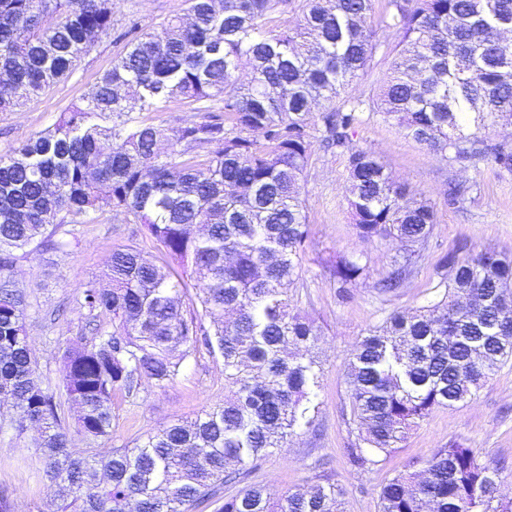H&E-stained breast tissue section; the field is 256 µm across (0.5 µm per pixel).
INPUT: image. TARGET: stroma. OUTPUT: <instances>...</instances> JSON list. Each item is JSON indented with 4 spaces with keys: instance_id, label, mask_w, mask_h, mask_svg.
Here are the masks:
<instances>
[{
    "instance_id": "1",
    "label": "stroma",
    "mask_w": 512,
    "mask_h": 512,
    "mask_svg": "<svg viewBox=\"0 0 512 512\" xmlns=\"http://www.w3.org/2000/svg\"><path fill=\"white\" fill-rule=\"evenodd\" d=\"M185 0H114L115 27L138 22L151 31L182 15ZM124 51L111 36L95 40L70 75L15 112L0 113V156L10 155L37 133L52 126L60 112L91 95L100 76ZM354 141L370 149L393 178L424 194L434 204L437 223L426 257L406 288L383 297L373 283L389 269L395 242L359 238L343 194L345 157L316 150L303 179L310 242L300 280L288 293L321 329L319 410L311 427L302 428L282 447L250 469L247 484L281 494L328 481L343 491L345 512H377V492L397 469L420 461L451 442L478 449L483 463L500 468V491L512 499V361L495 370L473 396L434 411L400 443L388 465L359 471L347 461L346 448L358 432L342 418L347 401L346 370L358 342L393 311L415 309L435 300L436 262L461 244L512 255V174L482 162L467 168L436 156L381 117L364 119ZM465 186L457 205L448 187ZM134 246L156 254L155 244L122 218L106 212L92 222L73 224L55 247L37 244L14 251L8 273L27 300L26 326L45 388L59 392L62 353L83 334L78 286L101 275L113 248ZM360 259L369 268L368 283L339 300L329 264L336 254ZM224 401L221 357L200 352L189 357L172 382L144 383L136 398L123 402L113 423L111 448L133 447L170 422L190 420ZM9 512H53L58 489L43 475L34 432H0V493Z\"/></svg>"
}]
</instances>
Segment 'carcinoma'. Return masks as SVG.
I'll return each mask as SVG.
<instances>
[{"instance_id": "carcinoma-1", "label": "carcinoma", "mask_w": 512, "mask_h": 512, "mask_svg": "<svg viewBox=\"0 0 512 512\" xmlns=\"http://www.w3.org/2000/svg\"><path fill=\"white\" fill-rule=\"evenodd\" d=\"M290 0H189L187 20L117 35L126 52L93 94L0 157V270L12 252L53 243L65 220L111 212L138 224L165 262L134 246L112 251L101 278L81 286L95 322L67 345L62 388L75 432L42 386L25 330V296L0 290V405L22 433L40 434L45 477L59 487L56 512H342L332 484L274 496L242 482L246 465L314 423L320 332L288 295L309 238L302 180L314 143L346 157L344 197L359 237L400 243L375 288L404 287L423 259L436 213L353 143L363 114L393 120L450 163L492 162L512 172V147L491 138L512 116V0H304L296 25L266 30ZM113 0H0V112L67 77L94 39L112 33ZM393 42H388V39ZM389 49V72L373 99L347 94ZM172 99L210 116L176 128L133 123L129 114ZM323 105L311 121L314 106ZM112 113L110 126L93 118ZM232 127L226 128L225 122ZM438 300L390 313L358 343L348 364V424L359 440L350 465L370 469L434 410L470 398L512 360V258L476 246L436 265ZM338 296L368 277L336 257ZM195 301L185 302L188 281ZM209 325H204V320ZM224 362V404L171 423L132 448L108 440L117 399L142 383L175 380L199 350ZM500 470L452 442L397 470L378 491V512H512Z\"/></svg>"}]
</instances>
